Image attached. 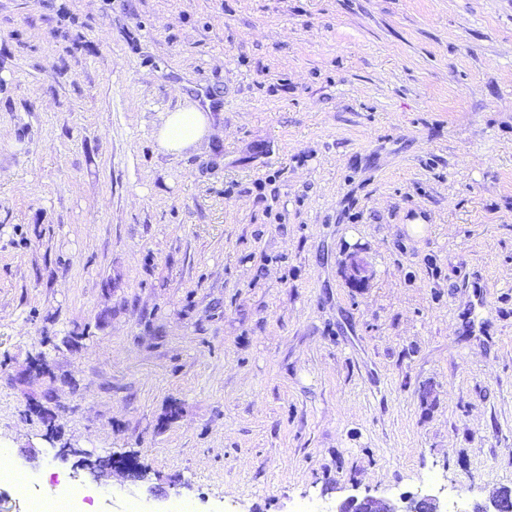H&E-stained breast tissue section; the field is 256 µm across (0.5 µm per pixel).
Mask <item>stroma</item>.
Segmentation results:
<instances>
[{"label": "stroma", "instance_id": "obj_1", "mask_svg": "<svg viewBox=\"0 0 512 512\" xmlns=\"http://www.w3.org/2000/svg\"><path fill=\"white\" fill-rule=\"evenodd\" d=\"M1 448L0 512L512 488V0H0ZM211 131L203 112L183 107L165 114L155 137L160 148L172 154H180L196 146ZM31 508V512H81L78 510V496L67 488L55 494L32 497Z\"/></svg>", "mask_w": 512, "mask_h": 512}]
</instances>
